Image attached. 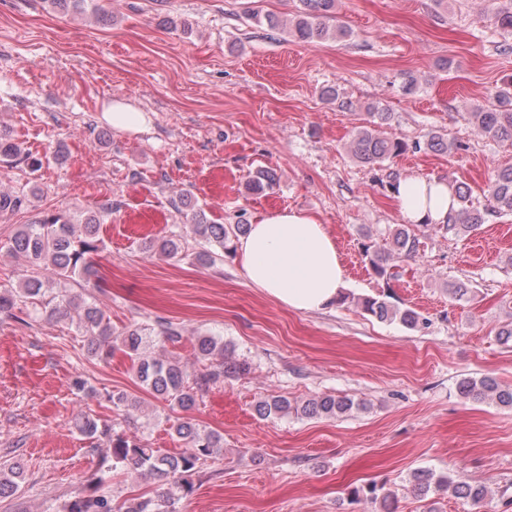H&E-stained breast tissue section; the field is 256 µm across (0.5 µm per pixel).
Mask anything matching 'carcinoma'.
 Segmentation results:
<instances>
[{
  "label": "carcinoma",
  "mask_w": 512,
  "mask_h": 512,
  "mask_svg": "<svg viewBox=\"0 0 512 512\" xmlns=\"http://www.w3.org/2000/svg\"><path fill=\"white\" fill-rule=\"evenodd\" d=\"M300 6L286 19L275 16L264 17L256 14V21L266 20L271 29L286 31L308 43L326 39H342L349 31L342 26H331L328 20L336 11V0H299ZM491 19L504 33L512 36V0L503 4L490 0ZM393 113L378 106L368 107L365 122L356 127L347 144L353 160L362 166L382 167L383 164L409 150L414 152L448 153L460 148V144L448 141L444 134L432 131L424 142L408 144L389 137L384 129L391 124ZM473 127L494 141L512 146V80L503 84L495 94V103L477 107L469 113ZM23 147L11 140L0 138V164H13L21 159ZM274 178L267 169H260L251 176L246 189L259 191L273 185ZM455 193L458 209L448 217V223L437 228L445 233L459 235L469 231L486 220V215H512V166L492 170L487 183L490 210L481 212L468 206L471 188L457 184ZM111 208L102 206L96 211L87 210L75 218L69 214H45L30 224H21L10 240L9 252L23 263L25 274L15 288L0 290V315L13 316L15 313L30 315L42 310L49 317L76 319L77 328L88 341V351L101 360L112 357L115 350L112 326L96 301L79 298L67 291L57 292L48 287L52 280L60 282L84 281L98 278L93 256L103 247L99 237L101 224ZM192 232L207 248L202 256L213 264L224 259V254L235 249V241L247 233L244 224H206L201 219L192 224ZM421 241L409 227L400 225L378 240L366 235L362 244L363 255L370 268L380 278L390 280L396 277V262L415 254ZM149 252L174 258L181 252L178 240L166 238L158 243L145 246ZM364 311L381 320L399 321L411 330H420L428 325V319L412 309H397L383 299L366 297L358 300ZM158 335L166 341L176 343L182 339V331L169 323L129 331L121 338L124 354L130 359L137 383L172 408L186 410L196 402L198 394L233 376L244 368L224 350V344L215 337L200 335L196 339L198 355L211 361L210 369L194 383H189L185 369L179 361L148 352L152 336ZM458 392L463 399L488 398L499 406L512 408V386H504L490 376L479 379L465 377L458 382ZM362 407L350 398L324 395L305 403L291 404L286 398L275 397L256 403L258 414L275 418L292 411L306 417L338 418ZM175 434L186 440L188 450L176 456L151 448L147 444L130 439L114 430V424H98L87 418L79 427L85 436L104 438L110 450V470L124 471L138 476H149L166 485L164 491L154 497L135 498L116 502L103 492L107 477L102 475L87 486V491L74 497L63 507V512H176L175 501L193 492L192 477L210 459L224 453L222 437L214 432L200 433L188 421L177 420L172 424ZM17 468L0 466V498L20 490ZM413 492L421 498L430 494H442L448 490L454 496L473 504L482 502L487 494L485 486L472 481H457L449 476L434 477L428 471H417L412 475ZM355 496H363L388 512L389 502L395 493L374 484L354 490Z\"/></svg>",
  "instance_id": "1"
}]
</instances>
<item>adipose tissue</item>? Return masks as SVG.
<instances>
[{
    "mask_svg": "<svg viewBox=\"0 0 512 512\" xmlns=\"http://www.w3.org/2000/svg\"><path fill=\"white\" fill-rule=\"evenodd\" d=\"M394 200L410 224H444L458 208L451 183L419 175L401 179ZM238 251L250 284L297 312L329 307L343 284L344 268L324 224L301 210L261 216Z\"/></svg>",
    "mask_w": 512,
    "mask_h": 512,
    "instance_id": "adipose-tissue-1",
    "label": "adipose tissue"
}]
</instances>
